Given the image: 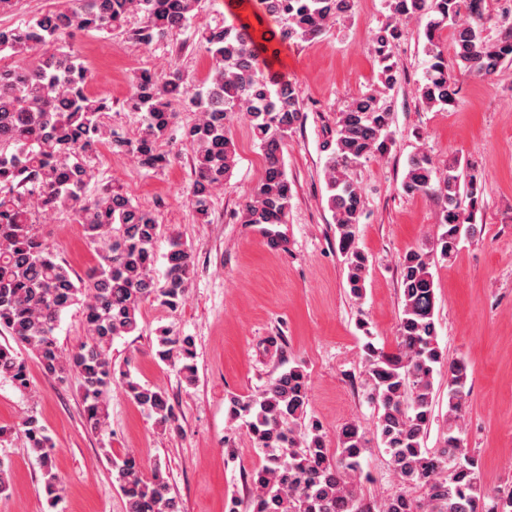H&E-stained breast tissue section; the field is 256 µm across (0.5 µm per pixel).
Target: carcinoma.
I'll list each match as a JSON object with an SVG mask.
<instances>
[{
    "label": "carcinoma",
    "instance_id": "cac0c4a2",
    "mask_svg": "<svg viewBox=\"0 0 512 512\" xmlns=\"http://www.w3.org/2000/svg\"><path fill=\"white\" fill-rule=\"evenodd\" d=\"M263 16L277 30L280 44L310 42L349 15L355 0H259ZM199 0H74V7L32 17L14 28L0 27V52L21 57L44 53L21 65L0 67V330L10 342L0 344V378L24 391L29 385L26 356L35 358L58 382H76L83 401L84 426L100 435L108 426L112 386L167 429L176 421L164 388L132 374V362L112 361L114 339L139 331L140 309L157 302L175 311L182 304L193 272L192 250L169 239L165 269L155 273L156 215L135 204L119 189L87 194L95 174L87 155L98 144L125 154L140 167L155 170L170 162L160 151L175 112L174 103L198 115L183 139L191 152L195 179L190 204L198 220L208 221L216 189L235 164V146L227 126L231 112L244 114L263 152L262 176L243 204L244 224L266 228L273 248L284 242L270 227L287 223L292 182L282 148L305 120L299 86L273 69L277 50L257 39L238 15L198 30L197 43L211 61L199 87L177 68L158 77L133 75L128 106L142 113L138 132L129 135L108 125L106 100L87 92L89 78L81 55L64 45L76 31L110 34L135 14L143 26L135 33L148 44L190 23ZM387 22L373 37L370 53L379 77L390 89L399 73L393 48L400 25L424 23L428 69L417 88L428 108L444 110L456 101V74H494L512 63V24L498 37L482 35L490 21L485 0H385ZM451 30L453 61H448L442 33ZM393 113L372 89L336 113L334 136L325 162L327 208L335 224L339 251L347 267V287L363 296L368 258L356 246L364 211L362 192L349 177L361 160L389 153ZM408 196L425 195L440 206L442 232L429 251L411 250L401 259L402 310L397 350L387 352L369 340L362 346L370 401L377 410L375 435L390 456L401 491L377 507L361 494V461L371 450L369 433L357 422L338 434L336 456L327 454L322 426L306 418L309 376L297 364L273 379L256 397L228 399L231 418L245 420L248 433L267 452V464L250 475L251 512H512V491L490 495L482 485L479 458L466 447L460 420L468 395L467 366L448 363V413L442 445L423 447L435 420L434 374L443 365L435 324L431 265L435 256L454 255L461 236L475 232L473 217L481 205L480 178L453 161L440 168L426 154L409 158L400 183ZM67 213L83 228L96 263L83 276L60 261L39 233V217ZM81 308L85 339L64 351L56 338L62 317ZM154 356L171 363L189 385L198 380L195 345L168 327L155 331ZM29 450L42 467L51 506L61 498L53 471L54 443L37 417L22 423ZM111 459L112 472L126 512H181L168 476L158 463L150 475L142 461L128 454ZM418 488L416 501L406 490Z\"/></svg>",
    "mask_w": 512,
    "mask_h": 512
}]
</instances>
